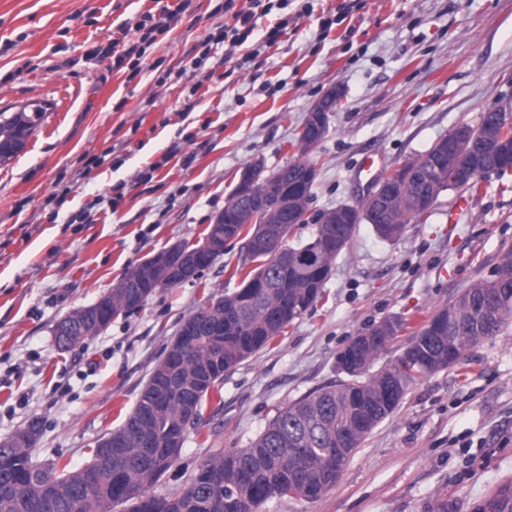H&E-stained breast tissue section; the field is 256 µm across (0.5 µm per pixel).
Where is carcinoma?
Instances as JSON below:
<instances>
[{"mask_svg": "<svg viewBox=\"0 0 512 512\" xmlns=\"http://www.w3.org/2000/svg\"><path fill=\"white\" fill-rule=\"evenodd\" d=\"M467 138L460 140L458 156L473 170L460 179L443 163L434 184L425 183L417 172L387 196L385 208L375 213L365 200L347 205L349 223L315 224L309 238L293 243L295 230L309 223L306 214L312 200L317 172L309 152L329 132V115L322 113L320 131L297 141L301 157L281 166L268 183L256 185L271 204L288 208L282 223L260 249L253 243L258 229H247L251 213L246 196L250 191L237 185L224 206V224L235 226L244 236V258L235 274L243 275L239 288L223 296L224 302L208 309L201 305L191 313L195 332L176 333L163 356L152 368L145 387L123 423L110 432L118 442L112 451L111 484L97 481L85 470L72 471L68 464L32 461L35 445L28 436H41L42 423L32 418L15 433L11 447H0V512H112L116 505L125 512H257L269 499L296 497L317 499L336 483V468L327 463L326 452L336 440L346 437V458H351L366 436L393 413L408 389L429 375L454 366L463 353L512 324V246L504 247L491 275L474 281L458 297L437 308L450 313L448 329L434 333L429 317L405 337L401 354L371 371L380 355L407 330V321L393 318L388 333L377 341L353 337L336 358H346V378L318 387L277 409L264 430L244 448L217 449L175 497L151 492L172 467L161 448L170 431L187 422L188 406L196 409L192 423L201 417L206 400L223 401L224 373L268 349L277 337L301 318L324 294L332 262L346 249L362 223L372 225L383 240L398 239L408 224H420L441 193L449 189L478 192V177L485 173L503 175L512 168V137L487 143L479 126L465 125ZM344 234L336 252L321 253V236L330 228ZM288 252V269L275 254ZM255 267L246 269L247 264ZM172 288L182 284L174 273L156 270L151 274L147 296L155 282ZM112 313L126 316L141 308L146 299L124 296L111 289ZM453 360H448V351ZM399 382L398 399L384 404L383 383ZM479 512H512V487L505 485L485 501Z\"/></svg>", "mask_w": 512, "mask_h": 512, "instance_id": "cac0c4a2", "label": "carcinoma"}]
</instances>
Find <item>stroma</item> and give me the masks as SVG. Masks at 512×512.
<instances>
[{"label": "stroma", "mask_w": 512, "mask_h": 512, "mask_svg": "<svg viewBox=\"0 0 512 512\" xmlns=\"http://www.w3.org/2000/svg\"><path fill=\"white\" fill-rule=\"evenodd\" d=\"M219 2L192 0L134 71L96 49L152 0H0V111L44 109L24 152L0 165V438L40 418L38 459L90 462L182 321L208 294L239 288L241 247L68 351L56 348L54 324L127 268L201 243L249 163L261 157L272 170L299 158V129L328 88L344 96L312 153L313 215L362 199L386 167L512 104V0H288L278 43L263 44L276 18L262 17L232 60L218 45L207 72L190 71L194 47L223 21L212 13ZM99 155L104 164L92 166ZM502 183L490 173L477 195L443 192L395 241L360 225L324 297L225 374L223 403H205L155 493H181L213 450L245 447L276 408L338 379L336 355L352 336L387 316L419 325L489 276L512 245ZM82 210L87 220L71 223ZM507 480L512 325L410 387L320 498L274 499L258 512H428L437 498L448 512H476Z\"/></svg>", "instance_id": "obj_1"}]
</instances>
